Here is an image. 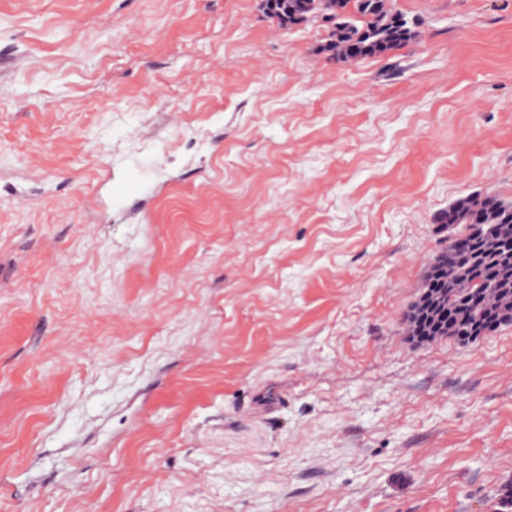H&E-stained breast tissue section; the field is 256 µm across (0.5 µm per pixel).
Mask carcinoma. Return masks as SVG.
<instances>
[{"instance_id": "cac0c4a2", "label": "carcinoma", "mask_w": 512, "mask_h": 512, "mask_svg": "<svg viewBox=\"0 0 512 512\" xmlns=\"http://www.w3.org/2000/svg\"><path fill=\"white\" fill-rule=\"evenodd\" d=\"M266 16L279 28H290L320 19L328 29L326 50L334 57L348 54V46L381 45L386 53L411 41L412 22L390 9L386 0H263ZM446 224H464L465 232L428 269L445 282L447 302L442 336H467L478 320L491 331L512 323L504 314L512 306V205L494 197L481 202L458 200L443 212Z\"/></svg>"}]
</instances>
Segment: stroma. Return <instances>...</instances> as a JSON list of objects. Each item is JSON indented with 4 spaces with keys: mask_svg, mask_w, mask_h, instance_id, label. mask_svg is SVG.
I'll use <instances>...</instances> for the list:
<instances>
[{
    "mask_svg": "<svg viewBox=\"0 0 512 512\" xmlns=\"http://www.w3.org/2000/svg\"><path fill=\"white\" fill-rule=\"evenodd\" d=\"M330 57L259 0H0V512H494L512 324L410 336L512 203V0Z\"/></svg>",
    "mask_w": 512,
    "mask_h": 512,
    "instance_id": "obj_1",
    "label": "stroma"
}]
</instances>
